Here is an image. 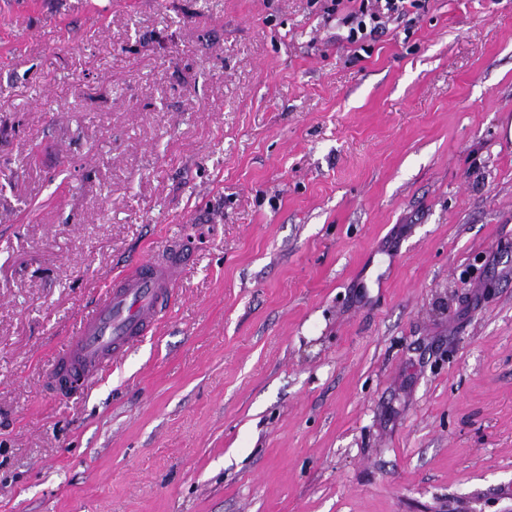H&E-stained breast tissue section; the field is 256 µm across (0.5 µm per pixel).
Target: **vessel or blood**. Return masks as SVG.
Instances as JSON below:
<instances>
[{
    "instance_id": "vessel-or-blood-1",
    "label": "vessel or blood",
    "mask_w": 512,
    "mask_h": 512,
    "mask_svg": "<svg viewBox=\"0 0 512 512\" xmlns=\"http://www.w3.org/2000/svg\"><path fill=\"white\" fill-rule=\"evenodd\" d=\"M185 263L171 245L142 256L111 277L51 363L53 384L84 387L123 352L156 329L175 298Z\"/></svg>"
}]
</instances>
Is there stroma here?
<instances>
[{
	"mask_svg": "<svg viewBox=\"0 0 512 512\" xmlns=\"http://www.w3.org/2000/svg\"><path fill=\"white\" fill-rule=\"evenodd\" d=\"M0 0V512H512V0ZM180 238L155 335L49 388ZM330 5L326 7L328 15L337 13L339 7L345 2L358 4L344 17V24H347L348 32L345 40L350 45L360 44L364 50L363 42L368 38L372 39L382 29L383 18H390L397 14L399 17L406 12V6L420 9L423 8L421 0H326ZM384 2V4L382 3Z\"/></svg>",
	"mask_w": 512,
	"mask_h": 512,
	"instance_id": "stroma-1",
	"label": "stroma"
}]
</instances>
